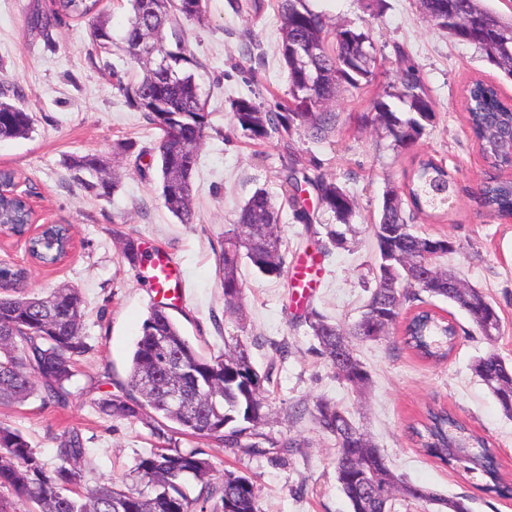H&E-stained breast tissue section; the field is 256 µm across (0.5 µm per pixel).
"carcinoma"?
<instances>
[{
    "label": "carcinoma",
    "mask_w": 512,
    "mask_h": 512,
    "mask_svg": "<svg viewBox=\"0 0 512 512\" xmlns=\"http://www.w3.org/2000/svg\"><path fill=\"white\" fill-rule=\"evenodd\" d=\"M128 2V25L118 43L112 37L102 0H52L49 10L32 15L31 24L48 40L63 18L85 19L91 60L109 68V56L121 51L139 66L140 73L134 79H125L116 69L112 76L129 105L159 130L163 206L179 223L194 224L198 214L192 201V183L210 126L209 112L195 80L193 53L179 39L168 42L165 30L176 15L200 19L205 0ZM279 2V54L288 72V100L272 111L251 99H237L232 103L233 129L253 141L274 135L284 143L288 163L282 198L294 208L296 219L309 226L312 217L304 195L313 188L322 211L334 218L325 225L328 242L344 249L356 235L352 224L355 201L335 180L322 173L308 174L307 164L293 150V139L303 136L319 142L336 131L338 115L328 110L329 103L340 85L360 89L375 80V46L362 30L349 25L329 27L307 0ZM420 6L452 39L479 49L490 64L512 77V17L507 19L489 9L484 0H420ZM143 43L150 44L157 56L168 59L166 66L158 67L143 58L139 54ZM397 53L401 65L393 91L386 92V97L397 99L405 110L399 112L385 97H377L360 120L381 128L392 149L402 151L415 146L435 116V105L418 70L404 51ZM465 111L472 139L489 167L477 189L478 204L487 211L511 215L512 181L502 178L501 171L512 166V157L503 147L506 137L512 135V102L502 98L494 84L476 79L467 88ZM33 125L32 113L0 100V139L24 138ZM68 165L73 172L88 175L77 184L90 196L109 199L120 189L121 177L108 172L94 155L73 157ZM403 186V192L394 187L387 190L372 224L375 266L365 304L370 319L347 328L310 306L300 315L318 343L316 352L337 378L359 393L368 388L370 376L353 354L354 339L364 341L372 333L384 337L398 324L400 342L421 359L443 361L454 349L459 332L452 321L423 308L403 318L405 303L418 299L420 291L456 304L472 327L489 340L502 330L500 316L482 292H477L478 303L474 305L448 287V281L460 280L440 265L441 259L456 251L452 239L421 237L410 231V220L417 215L438 218L448 214L449 198L453 197L448 170L429 159H419L404 175ZM280 219V208L266 190L259 188L240 207L232 228L225 231L219 264L228 311L242 315V263L267 277L280 278L286 273L282 246L269 250L261 233L265 228L282 241ZM29 221L30 213L21 196L9 189L0 195V226L6 233L25 235ZM70 240V225L48 224L27 239L28 250L38 263L53 266L67 256ZM26 279L25 269L0 264V288H5V294H0V406L21 405L39 391L43 403L65 407L72 397L75 361L92 350L84 334L85 301L78 289L65 285L46 296L26 295L22 292ZM168 309L169 305L161 302L150 308L122 393L95 403L97 411L106 416L135 420L145 415L153 420L151 435L157 446L138 458L134 482L125 488L113 482L87 486L89 449L75 428L57 438L56 459L49 462L20 430L1 422L0 512H16L14 497L27 502L29 512H196L198 501L214 494L206 481L213 467L204 452L176 446L172 434L209 439L250 456L295 447L288 438L270 442L258 431L268 408L263 396L264 377L244 349L217 357L203 354L184 336ZM160 340L172 348L175 360L196 374V379L181 382L185 400L194 401L202 387L211 396L199 409V418L207 425L190 422L178 406L142 387V381L158 371L154 359L161 355L152 352ZM474 371L502 412L512 418V366L489 352L476 359ZM311 416L335 442L336 480L351 512H390L397 493L418 503L444 506L449 512H471L466 498L448 500L399 481L380 450L366 445L364 433L335 403L317 400ZM411 433L424 455L466 477L475 471L484 480L486 492L512 499V481L500 473L497 450L447 409L428 408L411 426ZM192 480L201 484L194 498L185 490ZM244 480L246 477L232 471L224 473L221 512H258L254 484L246 486Z\"/></svg>",
    "instance_id": "cac0c4a2"
}]
</instances>
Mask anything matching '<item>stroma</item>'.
<instances>
[{
	"label": "stroma",
	"mask_w": 512,
	"mask_h": 512,
	"mask_svg": "<svg viewBox=\"0 0 512 512\" xmlns=\"http://www.w3.org/2000/svg\"><path fill=\"white\" fill-rule=\"evenodd\" d=\"M370 0H309L329 25L347 24L369 33L377 50L375 80L361 89L340 88L330 108L339 117L328 139H296L295 149L353 196L358 229L349 249L322 251L324 235L283 210L281 235L286 277L275 279L243 267V314L224 307L216 256L239 206L256 188L279 194L285 178L283 146L277 139L256 142L231 124V102L253 99L270 109L288 97V77L280 61L277 0H256V9L238 13L230 0H206L201 21L176 18L171 30L186 42L198 65L196 79L208 101L211 127L199 155L194 203L199 218L181 224L160 200L158 132L115 88L113 70L133 71L128 57L111 56V68L91 63L88 25L64 19L52 39L27 23L36 8L51 0H0V99L23 104L35 117L26 138L0 139V169L16 174L17 191L35 209L37 224H68L74 249L60 264L32 263L25 239L0 237V261L28 267V292L44 295L70 285L85 300L84 332L92 350L77 365L66 408L32 397L0 408V421L19 429L46 460H54V438L78 428L90 450L89 485L110 479L128 482L136 459L149 453L153 439L141 421L99 414L94 400L119 393L141 326L157 302L140 265L122 255L134 239L142 256L163 250L174 260L186 295L171 315L204 354L221 355L225 343L239 339L263 384L269 409L259 430L271 440L289 438L293 450L281 459L245 456L204 439L176 435L180 448L203 450L214 465L210 478L220 486L225 471L249 477L259 512H350L336 481V448L310 415L325 398L350 412L361 432L381 450L396 476L447 499L468 497L472 512H512V500L484 494L420 452L410 427L426 408L444 407L498 450L501 471L512 478V418L473 371V363L495 352L512 364V219L488 214L474 199L486 164L469 136L463 107L472 79L499 86L512 99V79L474 47L450 39L422 12L418 0H385L374 16ZM403 48L436 102V116L413 150L397 152L382 130L358 122L372 98L396 78V48ZM149 148L141 162L117 156L116 142ZM432 156L454 176L459 193L447 218L417 217L414 233L448 237L458 249L448 259L465 282L483 291L503 325L496 341L472 331L465 313L446 300L425 297L424 305L454 321L461 330L448 359H419L399 345V331L378 341L358 342L356 357L370 374L365 396L337 379L314 347L298 316L313 305L344 326L357 321L369 296L373 236L369 226L387 188L399 186L414 153ZM93 154L117 169L122 185L111 199L85 194L73 180L68 161ZM290 354L280 357L278 347Z\"/></svg>",
	"instance_id": "35a3bbf8"
}]
</instances>
